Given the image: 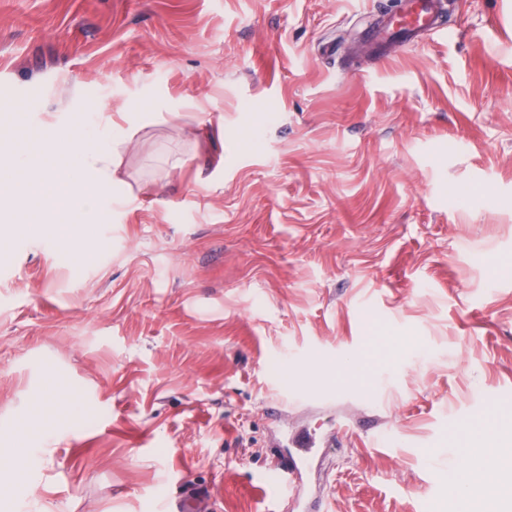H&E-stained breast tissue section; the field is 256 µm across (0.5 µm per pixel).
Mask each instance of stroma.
Listing matches in <instances>:
<instances>
[{
    "label": "stroma",
    "instance_id": "stroma-1",
    "mask_svg": "<svg viewBox=\"0 0 512 512\" xmlns=\"http://www.w3.org/2000/svg\"><path fill=\"white\" fill-rule=\"evenodd\" d=\"M400 6L0 0V151L91 108L156 119L93 259L0 239V446L38 459L0 512L190 485L266 512L288 430L341 443L311 478L328 512H454L451 465L512 418V0H446L447 37L371 52ZM358 357L359 382L323 371Z\"/></svg>",
    "mask_w": 512,
    "mask_h": 512
}]
</instances>
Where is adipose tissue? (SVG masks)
Listing matches in <instances>:
<instances>
[{
  "instance_id": "ef3b65f1",
  "label": "adipose tissue",
  "mask_w": 512,
  "mask_h": 512,
  "mask_svg": "<svg viewBox=\"0 0 512 512\" xmlns=\"http://www.w3.org/2000/svg\"><path fill=\"white\" fill-rule=\"evenodd\" d=\"M153 118L138 119L129 128L119 130L111 143H103L96 131L76 136L70 131H56L49 150L57 165L40 174L41 193L45 204L38 220L39 233L70 244L82 241V232L103 215V194L120 195L124 181L118 175L123 155L138 131L153 126ZM33 161L30 154L16 151L0 161V170L10 177L12 222L0 225V237L11 233L14 226L26 221V202L30 196L27 179ZM478 467L453 474L452 491L459 512H507L512 504V448L474 438L467 450ZM494 471L501 479L495 485L484 483V474Z\"/></svg>"
}]
</instances>
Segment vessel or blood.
Segmentation results:
<instances>
[{
    "mask_svg": "<svg viewBox=\"0 0 512 512\" xmlns=\"http://www.w3.org/2000/svg\"><path fill=\"white\" fill-rule=\"evenodd\" d=\"M439 0H404L398 16L388 18L379 28L374 46L379 50L408 45L424 35L437 30ZM291 451L287 458L277 460L260 478L261 483L271 484L274 496L268 502V512H320L318 501H305V475L310 467L316 446L304 431L290 437ZM205 496L186 488L167 512H204Z\"/></svg>",
    "mask_w": 512,
    "mask_h": 512,
    "instance_id": "b4317fda",
    "label": "vessel or blood"
}]
</instances>
